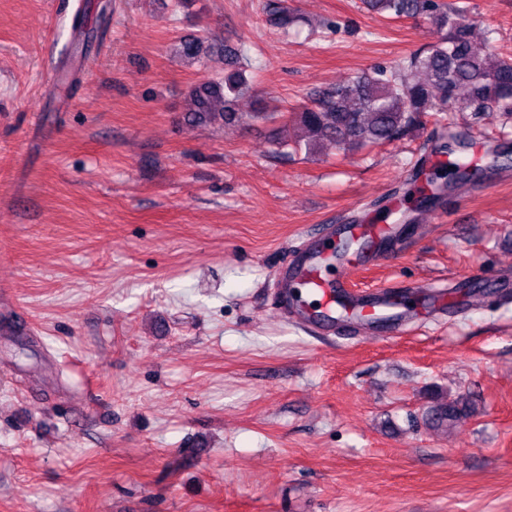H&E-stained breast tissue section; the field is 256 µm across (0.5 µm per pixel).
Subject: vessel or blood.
I'll list each match as a JSON object with an SVG mask.
<instances>
[{
    "instance_id": "vessel-or-blood-1",
    "label": "vessel or blood",
    "mask_w": 512,
    "mask_h": 512,
    "mask_svg": "<svg viewBox=\"0 0 512 512\" xmlns=\"http://www.w3.org/2000/svg\"><path fill=\"white\" fill-rule=\"evenodd\" d=\"M366 238L375 245L362 258L372 264L393 258L401 246L398 225L349 221L324 225L319 237L296 250L274 281L281 314L318 333L354 325L367 332L376 328L392 335L416 321L417 310L386 304L385 292L353 291L348 274L354 259L349 255L334 257V244ZM330 260L337 268L333 277L326 269Z\"/></svg>"
}]
</instances>
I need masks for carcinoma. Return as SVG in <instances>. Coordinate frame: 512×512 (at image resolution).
Listing matches in <instances>:
<instances>
[{
  "instance_id": "obj_1",
  "label": "carcinoma",
  "mask_w": 512,
  "mask_h": 512,
  "mask_svg": "<svg viewBox=\"0 0 512 512\" xmlns=\"http://www.w3.org/2000/svg\"><path fill=\"white\" fill-rule=\"evenodd\" d=\"M365 5L391 19L425 17L437 30L438 39L389 68L318 92L311 105L293 113L294 121L311 137L307 145L317 139L342 150L383 145L420 125L429 112H469L476 119L489 112L512 115V53L490 43L481 51L475 49L472 32L477 22L470 16L468 0L450 4L443 0H365ZM267 13L272 25L284 32L298 21L273 4L267 5ZM178 52L196 60L223 49L192 38L180 41ZM240 56L244 65L190 88L188 124L242 121L236 102L250 86L245 76L251 64L250 50L242 49ZM462 89L467 93L460 94ZM462 140V134L451 127L435 133L431 153L448 160L437 161L426 172L425 181L413 185L420 201L466 181L471 164L460 155L465 148Z\"/></svg>"
}]
</instances>
